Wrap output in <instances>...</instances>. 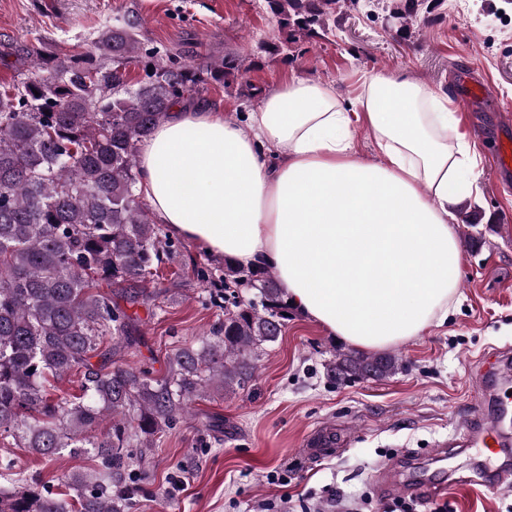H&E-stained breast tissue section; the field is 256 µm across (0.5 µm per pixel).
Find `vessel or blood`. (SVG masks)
Segmentation results:
<instances>
[{"label": "vessel or blood", "instance_id": "1", "mask_svg": "<svg viewBox=\"0 0 512 512\" xmlns=\"http://www.w3.org/2000/svg\"><path fill=\"white\" fill-rule=\"evenodd\" d=\"M459 83L462 111L472 112L482 106L500 109V102L492 97L488 85L475 73H460ZM489 162L496 185L512 183V145L499 144L491 153ZM511 377L512 353L496 351L484 359L475 381L477 390L483 397L495 398V420L487 422L482 400L472 402L470 412L457 432L456 447L462 450L478 448L492 456L511 441L507 437L506 427L512 422V400L498 395L501 385Z\"/></svg>", "mask_w": 512, "mask_h": 512}]
</instances>
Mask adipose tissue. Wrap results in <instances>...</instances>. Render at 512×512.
Masks as SVG:
<instances>
[{
  "label": "adipose tissue",
  "instance_id": "obj_1",
  "mask_svg": "<svg viewBox=\"0 0 512 512\" xmlns=\"http://www.w3.org/2000/svg\"><path fill=\"white\" fill-rule=\"evenodd\" d=\"M358 123L379 161L358 157ZM137 171L168 234L273 268L295 308L351 345L390 349L456 298L455 206L479 175L447 92L377 73L346 103L296 76L241 119L177 104L141 142Z\"/></svg>",
  "mask_w": 512,
  "mask_h": 512
}]
</instances>
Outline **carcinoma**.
Returning a JSON list of instances; mask_svg holds the SVG:
<instances>
[{
	"instance_id": "cac0c4a2",
	"label": "carcinoma",
	"mask_w": 512,
	"mask_h": 512,
	"mask_svg": "<svg viewBox=\"0 0 512 512\" xmlns=\"http://www.w3.org/2000/svg\"><path fill=\"white\" fill-rule=\"evenodd\" d=\"M283 44L329 30L336 9L358 0H265ZM444 0H390L398 34ZM141 65L135 89L128 64ZM243 75L236 56L203 64L142 46L135 24L107 27L86 50L37 62L0 90V440L50 462L82 450L92 470L55 476L60 492L28 484L13 455L0 457V512H128L137 492L131 449L154 448L204 397L245 390L265 348L288 326L292 305L274 273L231 260L194 262L224 288V319L197 347H179L162 378L119 363L137 340L127 306L165 263L183 257L137 193L140 142L180 102L198 104L206 85L230 88ZM108 291H103V288ZM405 368L397 353L336 348L324 371L333 382L385 380ZM80 378V394L53 393Z\"/></svg>"
}]
</instances>
